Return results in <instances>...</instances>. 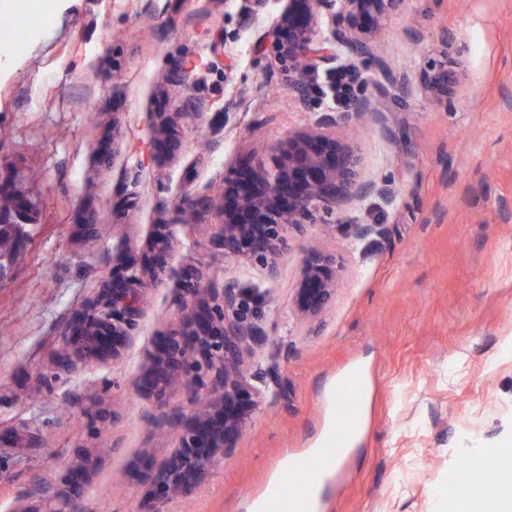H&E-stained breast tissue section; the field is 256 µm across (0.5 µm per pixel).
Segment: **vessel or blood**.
Listing matches in <instances>:
<instances>
[{"instance_id":"b4317fda","label":"vessel or blood","mask_w":512,"mask_h":512,"mask_svg":"<svg viewBox=\"0 0 512 512\" xmlns=\"http://www.w3.org/2000/svg\"><path fill=\"white\" fill-rule=\"evenodd\" d=\"M362 375L359 370H352L346 377L341 378L336 389L337 423L333 437L326 448L311 459L305 460L302 467L286 468L279 478V486L295 488L300 476L325 473L332 469L336 460L343 455L344 448L348 445V435L357 423L362 407L361 399Z\"/></svg>"}]
</instances>
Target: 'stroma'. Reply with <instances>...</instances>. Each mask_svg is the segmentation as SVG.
<instances>
[{
    "mask_svg": "<svg viewBox=\"0 0 512 512\" xmlns=\"http://www.w3.org/2000/svg\"><path fill=\"white\" fill-rule=\"evenodd\" d=\"M268 0H0L23 30L20 65L0 80V204L32 203L0 283V512L48 487L89 512H141L135 465L178 443L136 382L176 321L166 277L142 293L137 348L66 372L65 337L130 266L153 258L156 225L187 194L216 195L229 167L268 156L336 110L328 78L353 62L340 46L309 76L308 108L264 35ZM380 66L362 68L370 112L352 135L358 178L392 203L354 201L296 238L276 279L212 248L220 207L175 227L173 267L263 299L269 336L253 367L276 364L274 397L206 488L164 512H247L278 472L319 447L336 379L363 373L361 436L329 476L318 512H436L455 506L469 441L512 436V0H401L383 21ZM447 68L443 99L426 76ZM409 79L400 89L396 76ZM179 152L164 150L166 136ZM351 224L380 235L352 241ZM321 243L343 272L316 334L293 315L300 261Z\"/></svg>",
    "mask_w": 512,
    "mask_h": 512,
    "instance_id": "1",
    "label": "stroma"
}]
</instances>
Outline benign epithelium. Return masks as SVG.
Here are the masks:
<instances>
[{
	"instance_id": "1",
	"label": "benign epithelium",
	"mask_w": 512,
	"mask_h": 512,
	"mask_svg": "<svg viewBox=\"0 0 512 512\" xmlns=\"http://www.w3.org/2000/svg\"><path fill=\"white\" fill-rule=\"evenodd\" d=\"M400 0H283L268 38L282 66L293 74L289 86L295 101L308 104L306 77L316 63L332 55L330 45L354 47L363 66L375 61V39L381 24ZM331 25L329 36L319 35L322 22ZM455 80L450 72L435 76L427 88L448 97ZM347 118L344 113H326L313 126L292 133L276 144L270 156L247 168L228 169L224 177V224L213 246L224 258L260 268L269 279L276 277L291 242L316 223V216L352 200L376 195L390 203L393 194L384 182L360 181L358 157L349 141L330 132ZM204 210L213 205L208 196L189 195L177 206L176 223H183L182 209ZM30 203L20 198L12 215L1 224L18 220L28 223ZM349 237L363 240L381 233L376 224H350ZM173 248L171 225L156 228L154 264L147 270H132L127 280L112 283L92 311L83 316L78 335L65 341L57 363L71 371L76 360L95 356L108 347L116 360L139 341L140 294L147 284L169 272L180 281L181 306L178 323L165 336L158 351L144 367L137 392L163 409V418L180 436L179 446L162 461L140 459L137 471L152 486V507L200 489L224 465L238 447L253 420L272 396L268 376L252 370L251 360L268 343L257 323L258 301L232 284L208 288L198 269H167ZM341 279L336 256L312 247L301 261L300 277L292 302L296 318L309 329L320 327ZM187 385L192 390V410L166 411L170 394ZM42 499L51 504L19 512H76L70 501L54 508L56 496Z\"/></svg>"
}]
</instances>
